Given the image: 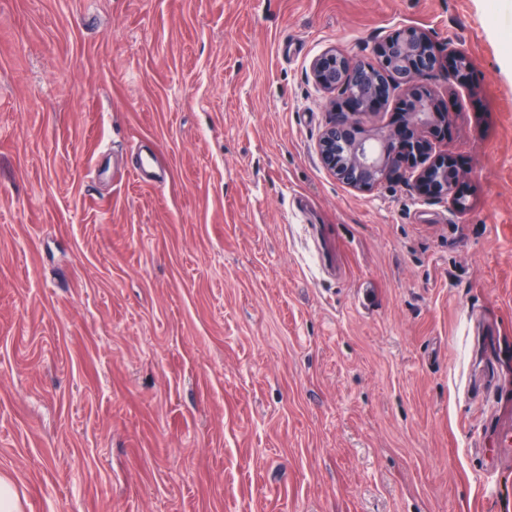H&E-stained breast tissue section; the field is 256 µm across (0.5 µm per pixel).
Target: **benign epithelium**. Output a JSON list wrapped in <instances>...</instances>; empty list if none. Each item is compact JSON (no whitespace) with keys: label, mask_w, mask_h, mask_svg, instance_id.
I'll use <instances>...</instances> for the list:
<instances>
[{"label":"benign epithelium","mask_w":512,"mask_h":512,"mask_svg":"<svg viewBox=\"0 0 512 512\" xmlns=\"http://www.w3.org/2000/svg\"><path fill=\"white\" fill-rule=\"evenodd\" d=\"M401 32L400 39L388 38L380 45L373 64L355 62L336 49L321 52L309 64L313 81L330 95L331 116L317 145L319 161L338 181L359 191L372 190L404 161L423 160L430 154L431 139L445 133L448 113L422 82L424 75L440 67L434 44L419 27H404ZM379 73L388 87L399 86L404 91L400 104L404 121L389 131L377 149L364 136L356 117L376 111L388 100L379 86ZM450 171H456L452 158L439 155L432 159L417 176L422 193L458 203L457 181L448 179Z\"/></svg>","instance_id":"7a95c632"}]
</instances>
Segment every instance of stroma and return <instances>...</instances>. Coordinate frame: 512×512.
Here are the masks:
<instances>
[{"label":"stroma","instance_id":"1","mask_svg":"<svg viewBox=\"0 0 512 512\" xmlns=\"http://www.w3.org/2000/svg\"><path fill=\"white\" fill-rule=\"evenodd\" d=\"M424 28L464 207L321 165L310 73ZM154 151L162 183L129 172ZM512 0H0L20 512H512Z\"/></svg>","mask_w":512,"mask_h":512}]
</instances>
